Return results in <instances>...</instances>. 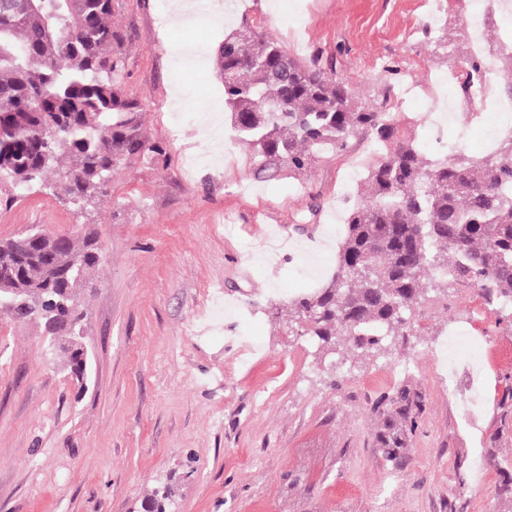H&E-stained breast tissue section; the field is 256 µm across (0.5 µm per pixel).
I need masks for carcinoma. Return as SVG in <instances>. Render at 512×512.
I'll return each mask as SVG.
<instances>
[{
    "mask_svg": "<svg viewBox=\"0 0 512 512\" xmlns=\"http://www.w3.org/2000/svg\"><path fill=\"white\" fill-rule=\"evenodd\" d=\"M112 0H0V183L24 188L51 179L83 211L111 192L112 177L136 159L157 161L146 107L129 96L125 36L112 23ZM224 112L256 173L306 172L322 155L369 132L383 152L369 167L330 281L304 288L293 317L326 345L378 350L405 336V313L430 289L470 285L489 306L512 298V129L493 150L427 156L412 133L369 110L316 61H299L263 27L248 22L224 35L216 54ZM28 229L0 239V267L17 269L26 307L8 319L50 323L51 301L72 296L80 323L83 288L100 267L98 234L55 242ZM418 392L402 387L379 401L377 451L399 462L417 428ZM154 491L145 512H166Z\"/></svg>",
    "mask_w": 512,
    "mask_h": 512,
    "instance_id": "obj_1",
    "label": "carcinoma"
}]
</instances>
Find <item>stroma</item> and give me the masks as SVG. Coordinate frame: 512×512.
<instances>
[{
	"mask_svg": "<svg viewBox=\"0 0 512 512\" xmlns=\"http://www.w3.org/2000/svg\"><path fill=\"white\" fill-rule=\"evenodd\" d=\"M167 2L113 3L127 38V90L146 105L147 134L165 146L166 162L134 161L89 214L38 184L21 193L0 185V239L32 226L73 238L94 229L103 253L84 289V379L39 326L0 317V512H143L161 487L169 512H512L497 493L512 473V316L473 288L430 290L410 313L411 336L359 356L272 317L271 305L287 307L330 274L377 144L359 133L305 174L256 178L222 119L214 59L225 33L259 24L290 56L318 60L362 105L394 113L427 155L454 142L476 154L494 114L465 136L456 113L435 128L420 102H394L407 72L444 79L449 61L468 58L465 18L476 0H453L433 24L423 0H221L175 30L164 27ZM177 86L186 105L176 128ZM212 113L221 156L192 162L197 125ZM311 205L317 244L299 222ZM209 292L224 302L217 322L202 303ZM454 328L483 339L477 432L461 422L465 387L449 392L430 355ZM244 336L261 346L247 363ZM339 359L346 374L333 367ZM404 385L423 411L396 465L375 448L382 420L373 404ZM477 448L496 455L479 485Z\"/></svg>",
	"mask_w": 512,
	"mask_h": 512,
	"instance_id": "35a3bbf8",
	"label": "stroma"
}]
</instances>
